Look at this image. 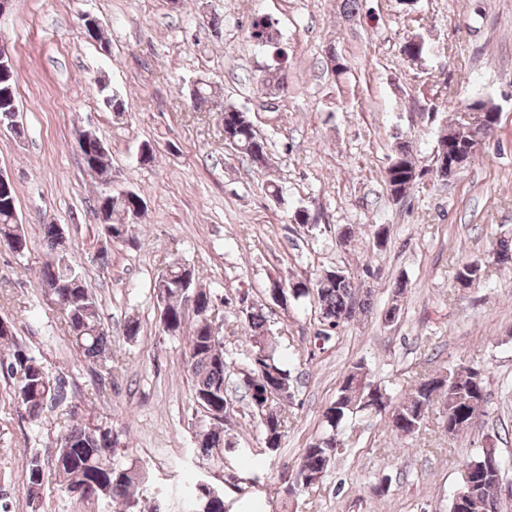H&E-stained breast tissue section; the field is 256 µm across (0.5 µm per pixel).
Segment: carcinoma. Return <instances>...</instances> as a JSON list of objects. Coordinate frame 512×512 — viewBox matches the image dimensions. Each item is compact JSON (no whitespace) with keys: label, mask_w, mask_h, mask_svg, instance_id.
Returning a JSON list of instances; mask_svg holds the SVG:
<instances>
[{"label":"carcinoma","mask_w":512,"mask_h":512,"mask_svg":"<svg viewBox=\"0 0 512 512\" xmlns=\"http://www.w3.org/2000/svg\"><path fill=\"white\" fill-rule=\"evenodd\" d=\"M251 38L255 43L273 49L275 67L264 78L266 83L283 87L288 78V57L277 46L273 24L265 17L252 23ZM410 61L423 58L425 42L408 38L401 48ZM98 96L103 105L123 112L125 101L98 80ZM15 70L0 75V111L8 106V96L14 94ZM224 142L232 146L258 169L267 167L270 157L267 141L256 131L246 112L227 104L223 107ZM496 123L487 121L474 126L459 122L438 140L437 155L453 151H466L472 142L489 135ZM103 139L97 134L77 138V147L86 171L103 176L111 165L110 154L100 150ZM424 171L419 168L410 146L404 142L395 145L393 156L385 172V184L395 198L407 196ZM143 196L133 190L105 193L97 198L95 211L109 240L125 242L136 238V225L132 220L140 216L145 207ZM15 202L0 197V249L22 254L28 250L29 238L14 212ZM41 240L52 255L39 271L38 288L59 308L64 330L80 355L97 367L99 386L112 376V351L104 329L96 300L85 287L79 272V261L69 252L66 240L59 237L57 225L42 224ZM490 260L504 269H512V241L502 239L492 251ZM484 267L479 260L456 265L453 275L455 286L469 288L483 277ZM272 285L283 289L286 298L298 300L315 293L319 308L317 339L327 341L331 333L350 324L358 315L371 310L369 298H359V288L351 275L343 269L328 270L314 283L298 281L285 285L273 280ZM155 289L165 300L162 328L171 336L190 324L187 338L186 364L192 378L191 397L194 404L207 408L208 423L195 434V448L209 463L224 464V449L230 441L224 434V376L226 357L224 342L212 318L214 296L198 285L195 271L185 265L173 263L159 275ZM236 307L240 326L245 336V367L240 372V384L247 395H263L270 403L269 414L259 411L254 403L250 409L259 419L261 439L266 448H280L285 434V404L294 396L291 370L277 354V343L263 308L249 300L246 292L237 297ZM0 372L15 380L14 400L27 417L37 423L45 410L67 403V382L63 377L51 378L46 366L25 353L20 346L0 353ZM485 376L477 366L452 368L443 376L426 375L415 382L405 395L394 398L377 387L369 378L362 362L351 365L345 372L335 398L325 409L324 434L305 448L302 460L292 477L291 484L301 490L319 485L330 463L342 446L340 435L354 425L358 412L371 410L387 415L388 431L397 440H410L419 435L429 413L439 407L438 424L443 430L446 420L460 415L478 420L488 414ZM119 446L112 429L103 423L78 421L66 429L55 455L54 468L63 490L71 493L84 490L81 498H103L119 506V512H141L135 488L144 483L146 473L131 465L122 466L114 461ZM486 455L498 459L494 473L481 474L480 486L464 495L455 493L449 501V512H488L485 507L486 488L503 482L505 470L512 460H505L494 443H487L480 454L464 464L466 469H479ZM44 479V465L40 457L27 461L25 481L32 497H37ZM209 481L199 479L191 486L189 498L192 512H225L224 491L219 489L210 497L202 495Z\"/></svg>","instance_id":"carcinoma-1"}]
</instances>
